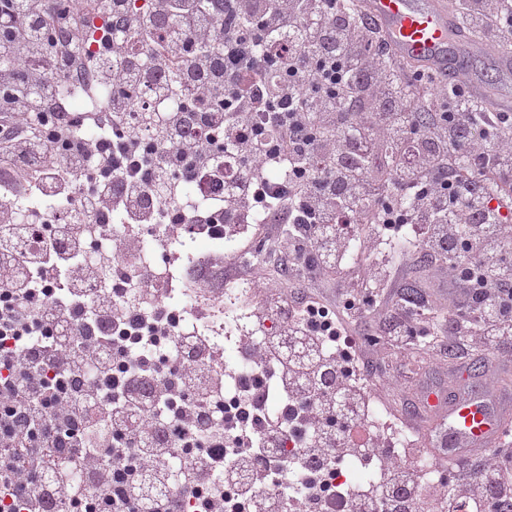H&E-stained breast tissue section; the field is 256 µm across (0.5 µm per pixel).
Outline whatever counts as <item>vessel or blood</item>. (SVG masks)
<instances>
[{
  "label": "vessel or blood",
  "mask_w": 512,
  "mask_h": 512,
  "mask_svg": "<svg viewBox=\"0 0 512 512\" xmlns=\"http://www.w3.org/2000/svg\"><path fill=\"white\" fill-rule=\"evenodd\" d=\"M364 6L398 57L437 70L448 82L476 80L468 59L485 63L486 80L500 87L497 105L512 110V55L490 51L461 31L446 0H364ZM447 431L475 444L501 436L502 421L487 391H471L449 403Z\"/></svg>",
  "instance_id": "vessel-or-blood-1"
}]
</instances>
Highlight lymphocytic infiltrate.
Listing matches in <instances>:
<instances>
[{"instance_id":"lymphocytic-infiltrate-1","label":"lymphocytic infiltrate","mask_w":512,"mask_h":512,"mask_svg":"<svg viewBox=\"0 0 512 512\" xmlns=\"http://www.w3.org/2000/svg\"><path fill=\"white\" fill-rule=\"evenodd\" d=\"M86 6L0 0L12 19L0 31V199L34 192L12 175L38 160L86 217L124 219L103 231L116 263L104 291L77 225L0 211V506L324 512L314 488L289 495L277 473L368 455L385 492L346 484L352 512H512V448L471 451L462 472L440 432L396 455L364 420L385 348L404 360L437 338L512 362V113L395 60L361 0H152L148 28L126 0H98L114 24L112 111L77 112L51 75H99L74 40ZM455 15L489 48L512 41V0H458ZM142 49L182 65L181 79L130 66ZM148 83L181 104L145 133L132 114ZM86 126L97 134L74 136ZM219 168L223 196L180 206ZM404 224L434 263L418 303L400 293L408 261L380 244ZM193 228L271 246V265L235 270L254 283L255 323L238 338L250 376L220 368L166 307L194 278L168 241ZM147 240L160 271L126 262ZM293 421L304 438L288 457ZM419 456L447 478L424 479Z\"/></svg>"}]
</instances>
